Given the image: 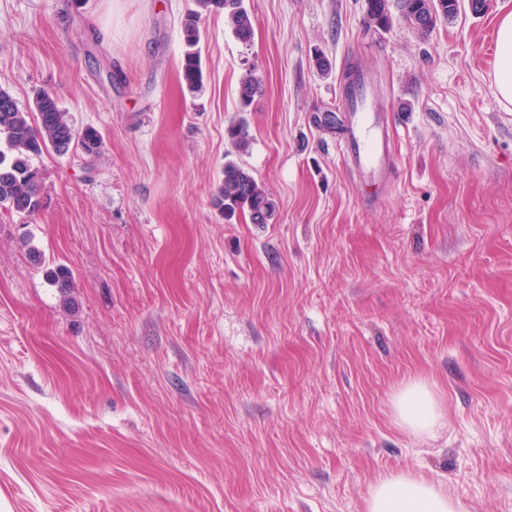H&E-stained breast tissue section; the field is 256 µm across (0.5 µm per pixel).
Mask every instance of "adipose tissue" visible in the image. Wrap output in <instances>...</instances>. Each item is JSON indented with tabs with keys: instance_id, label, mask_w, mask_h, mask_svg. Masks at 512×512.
Wrapping results in <instances>:
<instances>
[{
	"instance_id": "ef3b65f1",
	"label": "adipose tissue",
	"mask_w": 512,
	"mask_h": 512,
	"mask_svg": "<svg viewBox=\"0 0 512 512\" xmlns=\"http://www.w3.org/2000/svg\"><path fill=\"white\" fill-rule=\"evenodd\" d=\"M491 80L499 101L512 105V10L503 12L498 20ZM445 410L434 384L421 377L407 379L393 400L396 425L414 435L434 433ZM365 512H463V506L442 479L402 469L375 480Z\"/></svg>"
}]
</instances>
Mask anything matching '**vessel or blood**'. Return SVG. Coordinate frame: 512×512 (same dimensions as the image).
I'll return each mask as SVG.
<instances>
[{
  "label": "vessel or blood",
  "instance_id": "obj_1",
  "mask_svg": "<svg viewBox=\"0 0 512 512\" xmlns=\"http://www.w3.org/2000/svg\"><path fill=\"white\" fill-rule=\"evenodd\" d=\"M347 112L345 136L338 144L343 165L368 187L367 201H376L379 189L392 184V115L378 111L366 85L354 87L351 96L340 98Z\"/></svg>",
  "mask_w": 512,
  "mask_h": 512
}]
</instances>
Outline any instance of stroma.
I'll return each instance as SVG.
<instances>
[{"label":"stroma","instance_id":"stroma-1","mask_svg":"<svg viewBox=\"0 0 512 512\" xmlns=\"http://www.w3.org/2000/svg\"><path fill=\"white\" fill-rule=\"evenodd\" d=\"M245 5L250 43L201 21L192 93L189 0H0V87L103 140L37 159L38 213L0 209V512H364L403 468L512 512V109L490 80L512 0L429 33L370 29L365 0ZM355 69L394 121L374 206L317 121ZM230 159L272 223L214 207ZM416 374L448 402L432 436L392 419Z\"/></svg>","mask_w":512,"mask_h":512}]
</instances>
